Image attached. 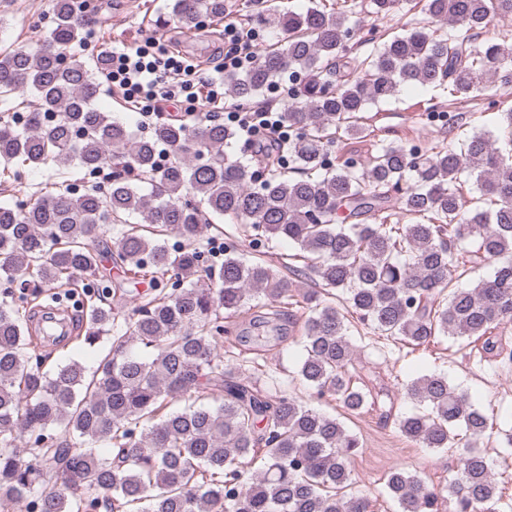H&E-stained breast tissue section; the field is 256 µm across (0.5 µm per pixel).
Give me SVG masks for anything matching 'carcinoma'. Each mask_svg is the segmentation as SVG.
<instances>
[{
    "instance_id": "cac0c4a2",
    "label": "carcinoma",
    "mask_w": 512,
    "mask_h": 512,
    "mask_svg": "<svg viewBox=\"0 0 512 512\" xmlns=\"http://www.w3.org/2000/svg\"><path fill=\"white\" fill-rule=\"evenodd\" d=\"M412 2L369 6L382 17ZM427 11L455 33L409 30L383 42L369 31L364 58L348 46L356 29L344 13L318 3L270 14L284 44L263 49L246 72L224 73L241 102L300 77L283 108L288 160L264 158L263 180L224 152L237 133L216 116L160 119L137 136L96 107L108 61L67 53L86 24L73 0H55L42 48L0 51V98L28 90L37 100L23 128L0 121V177L46 172L28 199L0 203V499H26L30 512H373L369 497L352 492L358 436L266 386L263 365L244 375L224 363L230 334L250 348L286 340V309L303 313L299 379L351 416L369 408L391 416L353 385L355 325L412 346L474 337L484 354L512 363L494 333L512 322V149L477 131L439 150L383 143L362 168L332 155L342 136L363 133L359 113L404 89L446 84L448 95L468 98L512 84V40L472 44L512 14V0H427ZM172 12L192 28L224 14V0H174ZM74 161L90 176L109 167L112 179L77 189L65 172ZM463 175L480 192L466 212ZM396 209L414 221L392 222ZM213 216L252 229L254 247L296 244L288 259L303 262L323 293L294 294L292 282L241 257L232 241L220 263L202 261L198 241L216 228ZM468 237L461 261L454 246ZM489 262L490 275L457 286L459 268ZM110 266L149 278L150 296L129 314L123 285L103 283ZM63 286L86 289L72 340L108 347L93 370L71 359L46 371L50 355L30 350L26 309L38 302L64 315L45 301ZM244 309L248 326L231 329L227 320ZM406 395L417 410L398 417L402 436L466 452L444 491L416 472L389 471L385 490L400 512H442L446 501L454 512H496L497 479L474 450L494 435L490 417L440 374L410 382ZM257 461L253 481L243 480L242 465Z\"/></svg>"
}]
</instances>
